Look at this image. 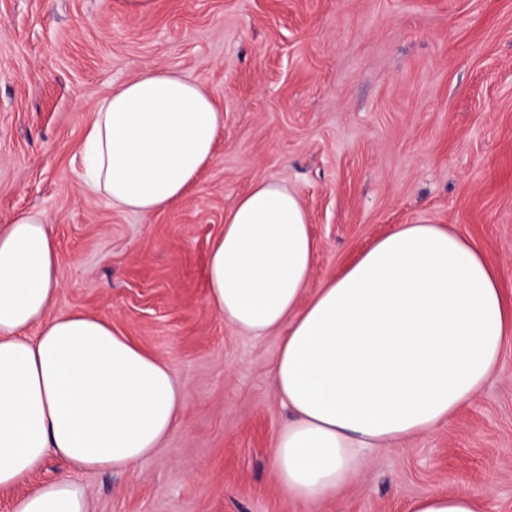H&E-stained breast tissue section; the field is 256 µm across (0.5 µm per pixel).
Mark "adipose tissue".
Returning a JSON list of instances; mask_svg holds the SVG:
<instances>
[{"instance_id":"1","label":"adipose tissue","mask_w":512,"mask_h":512,"mask_svg":"<svg viewBox=\"0 0 512 512\" xmlns=\"http://www.w3.org/2000/svg\"><path fill=\"white\" fill-rule=\"evenodd\" d=\"M92 112L78 148L84 187L143 214L186 195L224 130L205 85L154 67ZM316 251L299 196L263 179L225 213L206 265L208 304L225 324L282 335L274 376L291 419L272 472L305 502L356 484L365 451L449 423L512 347V296L453 231L400 225L313 291ZM58 258L41 214L0 228V491L50 455L83 470L132 469L182 425V392L164 362L110 321L54 312ZM12 512H90V498L60 477L16 498ZM409 512L480 507L465 490L430 492Z\"/></svg>"}]
</instances>
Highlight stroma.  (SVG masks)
Segmentation results:
<instances>
[{
  "mask_svg": "<svg viewBox=\"0 0 512 512\" xmlns=\"http://www.w3.org/2000/svg\"><path fill=\"white\" fill-rule=\"evenodd\" d=\"M204 83L224 111L215 158L180 202L142 215L87 193L77 146L92 105L145 67ZM283 182L318 244L309 287L424 220L480 247L512 292V0H0V225L42 213L59 246L58 312L108 319L165 362L184 423L131 470L63 459L93 512H407L468 490L512 512V348L451 423L365 455L357 485L302 502L271 456L290 414L278 336L225 325L206 261L251 185Z\"/></svg>",
  "mask_w": 512,
  "mask_h": 512,
  "instance_id": "35a3bbf8",
  "label": "stroma"
}]
</instances>
